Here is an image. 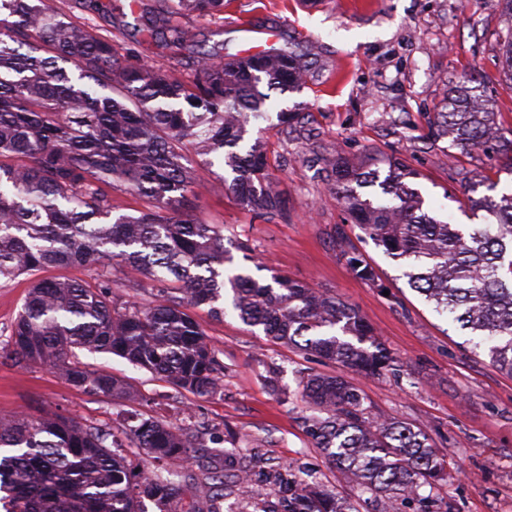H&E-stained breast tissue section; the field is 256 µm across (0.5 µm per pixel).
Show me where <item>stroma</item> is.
<instances>
[{"label": "stroma", "instance_id": "stroma-1", "mask_svg": "<svg viewBox=\"0 0 512 512\" xmlns=\"http://www.w3.org/2000/svg\"><path fill=\"white\" fill-rule=\"evenodd\" d=\"M95 29L123 61L146 63L177 76L192 75L198 51L219 58L257 49L293 48L304 54L312 78L299 92L271 91L260 121L266 131L270 170L286 201L277 214L261 215L230 195L209 192L210 169L198 167L199 195L190 205L197 216L224 227V244L249 242L262 269L259 279L278 272L309 287L329 290L357 308L396 360L382 374L353 376L369 414L423 426L447 462L445 479L423 487L430 512H512V376L473 350L467 337L412 291L399 262L372 242L361 241L347 222L323 172L322 149L351 159L392 158L418 172L416 186L433 212L468 223L463 178L485 171L499 191L512 190V175L483 153L448 165V142L433 139L431 123L442 111L448 89L473 78L483 85L503 127L512 128V79L501 53L508 32L495 0H226L220 20L186 18L193 49L172 55L162 43L135 33L119 15H91ZM301 113L287 132L277 114ZM353 251L376 270L375 280L357 277L343 257L336 228ZM161 286L141 275L112 277L121 301L156 304ZM195 317L222 368L224 389L199 396L111 354H86L89 370H106L137 397L127 400L80 390L61 373L39 365L0 361V417L32 419L60 413L83 425L110 429L129 458L147 462L127 429L129 415L179 428L196 444L183 471L205 512L214 504L207 477L224 467V451L264 454L268 471L257 472L252 496L265 512H282L288 489L273 484L269 471L290 465L304 480L357 499L359 512H375L372 494L360 492L328 461L309 433L310 411L300 382L310 374L334 375L338 366L319 355L274 344L262 330L235 313L213 318L207 308Z\"/></svg>", "mask_w": 512, "mask_h": 512}]
</instances>
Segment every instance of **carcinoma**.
Listing matches in <instances>:
<instances>
[{
  "label": "carcinoma",
  "mask_w": 512,
  "mask_h": 512,
  "mask_svg": "<svg viewBox=\"0 0 512 512\" xmlns=\"http://www.w3.org/2000/svg\"><path fill=\"white\" fill-rule=\"evenodd\" d=\"M160 10L129 0L143 36L169 47L193 46L174 23L182 12L224 14V0H166ZM308 62L272 49L228 61L199 54L189 80L147 64L124 65L110 41L84 20L54 12L47 0H0V280L31 284L0 358L60 368L72 386L131 396L106 371L91 372L77 351L117 355L196 395L223 390L215 351L191 309L216 317L224 288L249 326L276 343L310 350L344 370L373 376L393 356L357 309L274 273L271 281L239 269L224 247V226L198 221L187 195H198L195 166L222 161L212 188L261 214L284 209L260 139L242 153L248 126L265 116L269 91H300ZM435 132L448 157L481 151L512 153V139L494 123L479 87L449 89ZM386 165L381 173L380 165ZM336 197L357 227L394 260L409 288L487 348L492 364L512 374V192L479 170L465 177L472 212L489 224L440 219L413 187L417 173L393 162L357 166L324 157ZM489 190L480 194V188ZM374 192L366 193L364 189ZM146 201L137 215L114 214L112 191ZM78 265L95 283L44 278L51 268ZM130 269L161 285L162 301L143 307L107 293L112 272ZM303 394L316 415L309 430L328 460L379 512L420 501V489L442 479L445 461L412 423L366 416L363 397L345 377L312 375ZM136 447L153 458L193 457L191 436L151 419L131 426ZM112 433L61 414L39 421L0 418V507L4 512H147L144 500L168 512H202L178 471L132 472L114 453ZM286 512H358L354 501L306 486Z\"/></svg>",
  "instance_id": "carcinoma-1"
}]
</instances>
